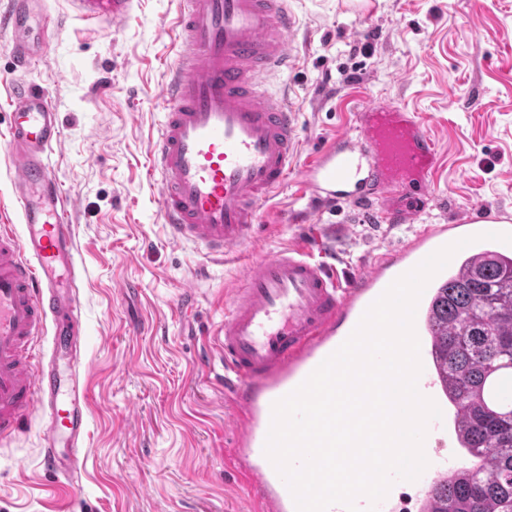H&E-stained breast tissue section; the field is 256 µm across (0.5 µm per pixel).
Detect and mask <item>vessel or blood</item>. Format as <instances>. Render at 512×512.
Here are the masks:
<instances>
[{"label":"vessel or blood","mask_w":512,"mask_h":512,"mask_svg":"<svg viewBox=\"0 0 512 512\" xmlns=\"http://www.w3.org/2000/svg\"><path fill=\"white\" fill-rule=\"evenodd\" d=\"M32 0H11L0 31L14 33L16 71L35 61L28 38ZM91 22L120 25L134 0H78ZM298 26L288 0H180L175 18L179 49L160 93L164 112L150 144L158 176L160 215L171 242H190L224 257L254 243L262 207L299 175L312 206L374 204L381 224H411L413 207L400 194L419 188L432 197L438 150L423 117L372 102L352 128L333 136L307 160L298 154V115L270 80L296 62L290 36ZM10 147L21 232L0 226V438L23 421L43 416L47 432L66 437L67 457L54 443L42 448L47 469H77L88 423L82 382V306L77 286V243L70 202L50 163L62 128L49 94L17 83L11 89ZM512 234V216L470 213L452 224H433L366 269L346 275L299 246L252 258L240 288L226 304L213 336L207 369L234 407V438L224 456L244 478L251 512H296L292 494L264 454L274 402L299 386L353 332L367 308L398 277L460 239L465 253L481 247V234ZM422 293L414 319L422 372L419 392L443 411L428 424V467L417 481H397L376 512H401L403 496L427 512L437 481L462 467L457 426L447 415L445 386L434 368V349L423 330L429 302ZM50 336L52 354L36 345Z\"/></svg>","instance_id":"b4317fda"}]
</instances>
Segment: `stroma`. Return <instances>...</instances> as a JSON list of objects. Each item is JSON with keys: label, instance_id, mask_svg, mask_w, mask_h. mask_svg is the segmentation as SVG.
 I'll use <instances>...</instances> for the list:
<instances>
[{"label": "stroma", "instance_id": "obj_1", "mask_svg": "<svg viewBox=\"0 0 512 512\" xmlns=\"http://www.w3.org/2000/svg\"><path fill=\"white\" fill-rule=\"evenodd\" d=\"M300 26L287 98L300 113L302 154L383 100L422 114L438 144L437 196L415 224L372 222L332 207L317 258L357 270L415 226L446 224L475 206L512 213V0H291ZM177 0H136L119 27L83 20L74 0H42L63 28L28 78L47 88L63 127L51 163L71 199L79 250L89 425L76 478L42 463L30 418L0 444V512H244L246 492L224 460L231 408L200 366L206 336L243 273L245 256L205 263L173 245L146 176L161 117L162 34ZM13 38L0 35V225L16 223L9 93ZM299 180L265 204L255 253L309 238L288 209L307 207Z\"/></svg>", "mask_w": 512, "mask_h": 512}]
</instances>
